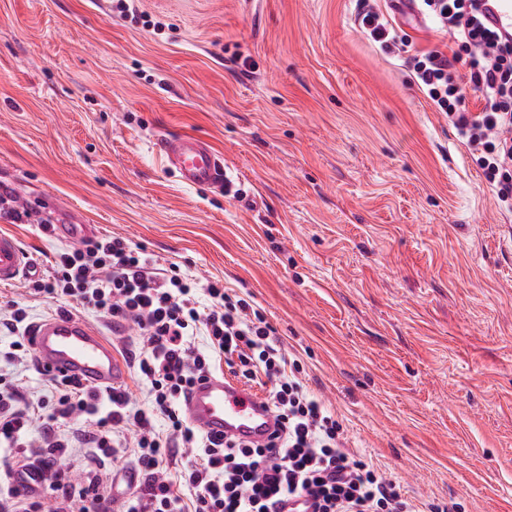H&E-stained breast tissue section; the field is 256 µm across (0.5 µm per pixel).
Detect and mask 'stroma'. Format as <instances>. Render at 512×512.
Returning a JSON list of instances; mask_svg holds the SVG:
<instances>
[{
  "label": "stroma",
  "instance_id": "stroma-1",
  "mask_svg": "<svg viewBox=\"0 0 512 512\" xmlns=\"http://www.w3.org/2000/svg\"><path fill=\"white\" fill-rule=\"evenodd\" d=\"M0 0V183L249 296L424 512H512V211L357 0ZM421 50L442 34L397 16ZM208 141L228 189L177 181ZM48 275L67 242L0 221ZM64 468L122 512L135 467ZM159 150L168 159L179 181L192 188H211L227 182L224 159L211 146L191 135L161 140Z\"/></svg>",
  "mask_w": 512,
  "mask_h": 512
}]
</instances>
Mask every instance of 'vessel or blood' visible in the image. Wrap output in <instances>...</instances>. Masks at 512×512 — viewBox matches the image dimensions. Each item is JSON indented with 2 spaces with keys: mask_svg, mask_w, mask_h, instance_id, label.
Listing matches in <instances>:
<instances>
[{
  "mask_svg": "<svg viewBox=\"0 0 512 512\" xmlns=\"http://www.w3.org/2000/svg\"><path fill=\"white\" fill-rule=\"evenodd\" d=\"M159 149L186 186L211 188L228 180L223 158L194 136L164 138ZM30 267L18 241L0 233V285L14 283ZM29 334L43 366L77 377L90 388L107 389L126 376L111 342L84 319L56 315L31 324ZM185 411L188 419L209 435L226 434L262 444L274 429L263 396L224 375L196 384L188 394Z\"/></svg>",
  "mask_w": 512,
  "mask_h": 512,
  "instance_id": "obj_1",
  "label": "vessel or blood"
}]
</instances>
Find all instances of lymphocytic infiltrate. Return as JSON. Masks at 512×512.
I'll return each instance as SVG.
<instances>
[{"instance_id": "f902f5d3", "label": "lymphocytic infiltrate", "mask_w": 512, "mask_h": 512, "mask_svg": "<svg viewBox=\"0 0 512 512\" xmlns=\"http://www.w3.org/2000/svg\"><path fill=\"white\" fill-rule=\"evenodd\" d=\"M418 15L450 33V52L415 49L370 3L361 0L359 27L388 53L406 55L413 76L436 110L459 131L471 159L500 203L512 206V36L490 21L493 0H414ZM480 111H470L469 96ZM30 292L76 302L112 324L137 329L134 377L148 396L136 406L126 387L95 390L49 373V400L23 406L14 379L0 374V447L28 445L35 410H43L36 482L58 494L56 512H110L96 482L76 489L59 464L68 443L61 420L93 417L86 434L109 453L117 437L130 436L144 482L125 512H419L396 483L369 467L348 446L342 424L303 384L275 328L233 289L200 280L120 236L84 240L55 256L52 273ZM28 313L20 305L0 311V331L13 338L12 360L36 367ZM203 337L196 347L194 337ZM227 369L245 383L266 386L278 432L263 447L211 437L187 418L183 402L196 382ZM181 457L177 473L168 465Z\"/></svg>"}]
</instances>
